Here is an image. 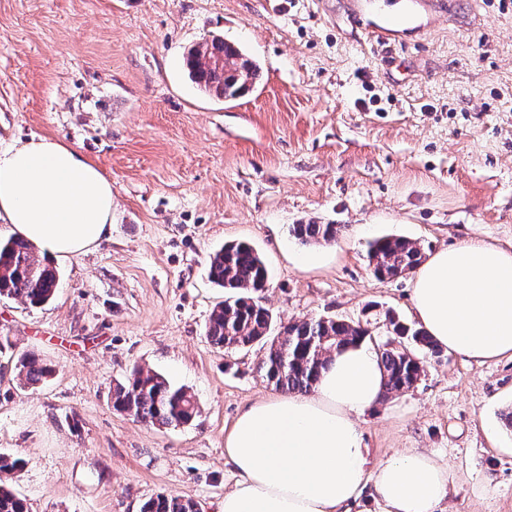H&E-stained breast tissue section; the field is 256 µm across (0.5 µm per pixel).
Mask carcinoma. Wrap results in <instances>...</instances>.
<instances>
[{"mask_svg":"<svg viewBox=\"0 0 512 512\" xmlns=\"http://www.w3.org/2000/svg\"><path fill=\"white\" fill-rule=\"evenodd\" d=\"M191 79L206 91L233 98L247 89L256 68L239 49L219 39L193 47L186 60ZM336 224H293L291 235L302 245L336 241ZM369 267L380 279L412 273L424 259L420 247L402 237H381L369 243ZM209 276L224 289V302L212 311L206 335L224 349H265L259 371L277 389L307 393L315 385L328 357L336 347L371 336L372 315L357 321L319 317L290 323L284 332L273 333L274 317L255 294L266 288L268 269L249 244H226L210 262ZM59 273L35 255L33 246L20 237L0 241V297L18 298L31 307L48 303L56 294ZM390 340L381 345L380 360L386 373L383 398L408 391L424 372L423 359H439L443 349L415 325L393 312L384 314ZM396 346H390V342ZM27 384L37 385L52 369L32 353L17 362ZM112 408L134 419L161 427H177L193 420L198 412L194 395L176 387L162 374L135 369L112 388ZM0 512H28L27 503L0 480ZM141 512H198V505L179 496L158 494L148 499Z\"/></svg>","mask_w":512,"mask_h":512,"instance_id":"carcinoma-1","label":"carcinoma"}]
</instances>
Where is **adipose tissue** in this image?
Masks as SVG:
<instances>
[{
    "label": "adipose tissue",
    "mask_w": 512,
    "mask_h": 512,
    "mask_svg": "<svg viewBox=\"0 0 512 512\" xmlns=\"http://www.w3.org/2000/svg\"><path fill=\"white\" fill-rule=\"evenodd\" d=\"M112 183L65 143L33 137L0 150V219L51 260L87 251L112 223ZM420 326L449 352L512 359V250L471 240L431 254L415 271ZM377 353L336 350L311 392L244 409L224 438L237 478L219 512H350L370 492L379 512H437L450 475L408 450L371 465L361 420L384 390Z\"/></svg>",
    "instance_id": "1"
}]
</instances>
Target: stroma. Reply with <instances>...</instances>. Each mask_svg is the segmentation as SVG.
<instances>
[{"label": "stroma", "instance_id": "obj_1", "mask_svg": "<svg viewBox=\"0 0 512 512\" xmlns=\"http://www.w3.org/2000/svg\"><path fill=\"white\" fill-rule=\"evenodd\" d=\"M351 0H0V149L58 139L112 182V227L57 263L41 307L0 297V337L53 370L24 384L0 356V452L30 512H141L160 493L217 512L235 477L224 436L276 395L261 346L206 336L224 299L212 254L250 243L277 323L416 316L411 279H376L373 239L425 254L512 248V0H421L425 31L381 46ZM220 37L258 67L245 94L197 90L187 51ZM338 224L315 266L294 224ZM194 394L178 427L113 410L133 368ZM512 361L425 360L362 421L371 463L418 449L448 465L444 512H512Z\"/></svg>", "mask_w": 512, "mask_h": 512}]
</instances>
